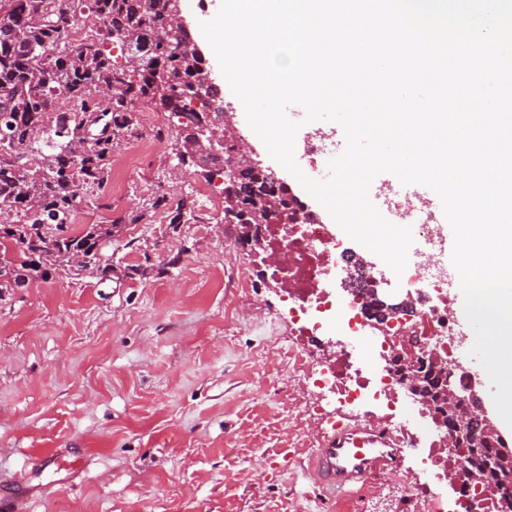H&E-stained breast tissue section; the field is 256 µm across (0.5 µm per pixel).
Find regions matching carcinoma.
<instances>
[{
  "label": "carcinoma",
  "instance_id": "cac0c4a2",
  "mask_svg": "<svg viewBox=\"0 0 512 512\" xmlns=\"http://www.w3.org/2000/svg\"><path fill=\"white\" fill-rule=\"evenodd\" d=\"M86 15L97 25L67 39ZM168 23V0H0V295L65 270L75 254L99 283L112 280L103 249L121 220L76 229L77 200L100 197L143 108L176 117L183 140L209 118L206 60L168 52ZM126 32L138 33L137 68L113 41ZM114 86L100 107L95 93ZM262 186L243 171L235 194L253 205Z\"/></svg>",
  "mask_w": 512,
  "mask_h": 512
}]
</instances>
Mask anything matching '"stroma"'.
Listing matches in <instances>:
<instances>
[{
    "label": "stroma",
    "mask_w": 512,
    "mask_h": 512,
    "mask_svg": "<svg viewBox=\"0 0 512 512\" xmlns=\"http://www.w3.org/2000/svg\"><path fill=\"white\" fill-rule=\"evenodd\" d=\"M175 124L98 203L124 221L106 250L121 276L60 273L0 300V512H336L307 468L348 416L290 379L288 295L230 249L223 210L200 207L219 185L172 176ZM160 185L190 205L178 227L147 207ZM406 476L436 482L403 456L351 512H411Z\"/></svg>",
    "instance_id": "35a3bbf8"
}]
</instances>
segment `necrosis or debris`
<instances>
[{"mask_svg":"<svg viewBox=\"0 0 512 512\" xmlns=\"http://www.w3.org/2000/svg\"><path fill=\"white\" fill-rule=\"evenodd\" d=\"M258 230L268 253L275 258L269 270L286 281L288 300L295 313L296 338L288 347V363L294 376L324 390L343 407L358 406L363 399L379 393H393L407 400L412 410L421 411L418 397L411 394L402 376L377 374L359 364L351 353L339 354L324 363L319 361L316 350L324 319L335 318L350 335H363L371 322L368 300L377 287L368 274L347 270L341 244L329 239L325 224L309 216L297 224H262ZM335 275L349 283L348 292L340 299L324 286ZM401 280L412 288L414 308L392 317L391 332L399 337L398 346H391L382 338L374 345L375 353L383 356L396 350L407 359L419 357L425 350L436 353L450 372L456 392L465 394L469 378L456 366L457 319L448 293L447 271L416 255L408 261ZM444 420L440 410L427 412L418 434L406 424L380 417L364 416L360 422L385 428L397 447L409 449L425 470L444 480L470 454L469 449L463 448L456 455H449V430ZM453 494L463 503L479 499L480 512H512V485L497 489L473 478L458 485Z\"/></svg>","mask_w":512,"mask_h":512,"instance_id":"4bbe7bcc","label":"necrosis or debris"}]
</instances>
